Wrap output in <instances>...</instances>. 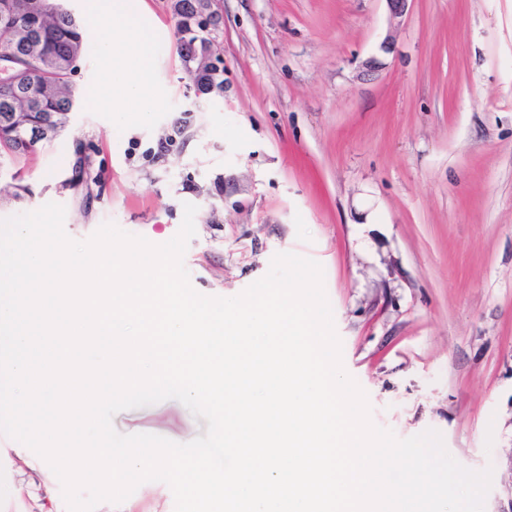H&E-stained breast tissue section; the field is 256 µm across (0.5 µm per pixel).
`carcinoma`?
<instances>
[{"instance_id":"obj_1","label":"carcinoma","mask_w":512,"mask_h":512,"mask_svg":"<svg viewBox=\"0 0 512 512\" xmlns=\"http://www.w3.org/2000/svg\"><path fill=\"white\" fill-rule=\"evenodd\" d=\"M194 0H173L177 30H188L185 16H195ZM39 29V37L20 46L13 40L17 27ZM88 51L83 26L64 6V0H0V158L23 157L41 142H50L64 130L74 106L72 76ZM185 72L196 85L224 90V70L211 62L213 42L177 44ZM32 104L15 114L17 96ZM27 121L25 133L15 130L12 118Z\"/></svg>"}]
</instances>
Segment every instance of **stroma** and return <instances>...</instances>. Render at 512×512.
I'll return each instance as SVG.
<instances>
[{
  "mask_svg": "<svg viewBox=\"0 0 512 512\" xmlns=\"http://www.w3.org/2000/svg\"><path fill=\"white\" fill-rule=\"evenodd\" d=\"M149 94L100 90L105 25L73 77L65 130L0 162V218L52 202L83 241L103 224L161 245L196 205L183 264L234 297L272 258L318 262L345 371L371 419L439 431L463 467L512 484V0H219L223 93L199 94L171 0H144ZM390 50H382L384 40ZM86 161L75 178L77 158ZM177 443L206 423L167 399L116 413ZM36 454L0 433V512H67Z\"/></svg>",
  "mask_w": 512,
  "mask_h": 512,
  "instance_id": "35a3bbf8",
  "label": "stroma"
}]
</instances>
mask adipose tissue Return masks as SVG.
<instances>
[{"label": "adipose tissue", "mask_w": 512, "mask_h": 512, "mask_svg": "<svg viewBox=\"0 0 512 512\" xmlns=\"http://www.w3.org/2000/svg\"><path fill=\"white\" fill-rule=\"evenodd\" d=\"M134 0H95L93 9L103 18L112 31V40L106 51L113 66H121L128 45H135L137 60L127 80L123 83L103 84L104 94L110 96L113 108H120L132 96L144 95L152 86L153 62L149 39L143 34L132 11Z\"/></svg>", "instance_id": "ef3b65f1"}]
</instances>
